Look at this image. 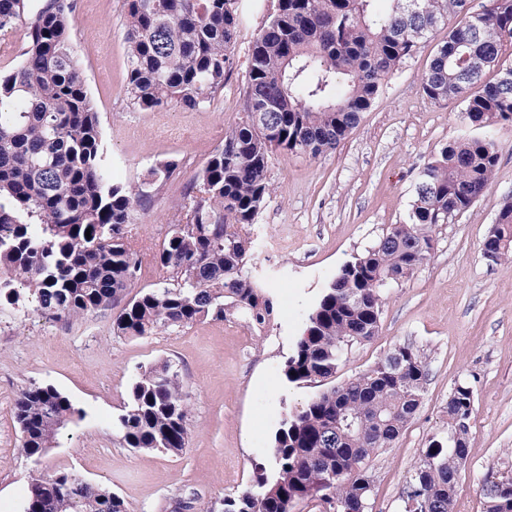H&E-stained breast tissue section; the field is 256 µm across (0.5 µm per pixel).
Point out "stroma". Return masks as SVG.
Masks as SVG:
<instances>
[{"instance_id":"35a3bbf8","label":"stroma","mask_w":512,"mask_h":512,"mask_svg":"<svg viewBox=\"0 0 512 512\" xmlns=\"http://www.w3.org/2000/svg\"><path fill=\"white\" fill-rule=\"evenodd\" d=\"M272 0H247L223 89L200 109L143 111L126 92L124 0H76L71 46L99 114L104 159L125 182L164 160L174 179L154 189L133 226L142 250L161 243L188 201L224 131L244 113L247 61ZM444 30L435 31L386 80L358 127L319 156L274 153V187L249 231L257 276L277 297L263 333L240 322L198 321L142 338L115 336L121 303L82 317L34 314L0 304V512H22L32 463L12 407L25 387L49 384L84 412L42 460L44 474L77 470L107 486L129 512H223L248 487L281 415L317 393L286 384L280 366L336 271L394 224L406 221L417 173L448 142L470 134L458 99L427 100L421 89ZM498 164L486 194L436 232L434 251L385 296L378 336L353 345L336 374L343 383L396 344L423 353L429 376L416 418L371 462L372 512H403L401 493L428 440L446 427L455 382L475 388L469 456L455 512H485V480L512 470V260L488 263L482 243L512 202V125L499 128ZM171 363L188 395L189 443L182 453L128 447L114 428L133 379Z\"/></svg>"}]
</instances>
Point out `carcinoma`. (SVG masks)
<instances>
[{
    "label": "carcinoma",
    "instance_id": "carcinoma-1",
    "mask_svg": "<svg viewBox=\"0 0 512 512\" xmlns=\"http://www.w3.org/2000/svg\"><path fill=\"white\" fill-rule=\"evenodd\" d=\"M277 0L248 60L244 116L224 132L190 188L192 203L153 253L168 273L137 292L112 322L123 337L151 336L202 319L242 321L263 331L275 295L253 275L254 240L246 228L273 193L267 173L275 148L318 157L357 127L386 79L427 33L448 29L422 79L428 100L461 98L463 119L481 130L442 147L420 170L408 219L394 224L343 264L307 317L281 366L296 385L335 377L355 343L380 330L385 290L431 257L436 229L488 190L498 162L497 128L512 124V0H489L470 22L467 0ZM419 10L412 11L413 3ZM74 0H0V31L26 29L18 65L0 72V297L33 311L77 318L109 307L134 287L144 257L128 240L150 190L178 163L152 166L127 184L101 163L103 138L81 67L71 51ZM244 20L243 0H125L127 92L143 111L198 109L224 88ZM496 79L486 82L487 72ZM90 236H85V232ZM493 263L512 259V205L483 241ZM428 370L425 356L395 345L369 371L315 394L282 416L271 440L272 467L224 497V512H292L318 500L324 512H368L371 458L415 419ZM472 383L448 395L445 435L428 440L402 498L454 512L457 478L468 458L474 419ZM22 450L37 464L64 422L82 410L51 385H31L14 403ZM186 395L171 365L133 380L115 426L130 448L179 454L189 442ZM486 512H512V483H486ZM32 512H127L104 486L32 471Z\"/></svg>",
    "mask_w": 512,
    "mask_h": 512
}]
</instances>
